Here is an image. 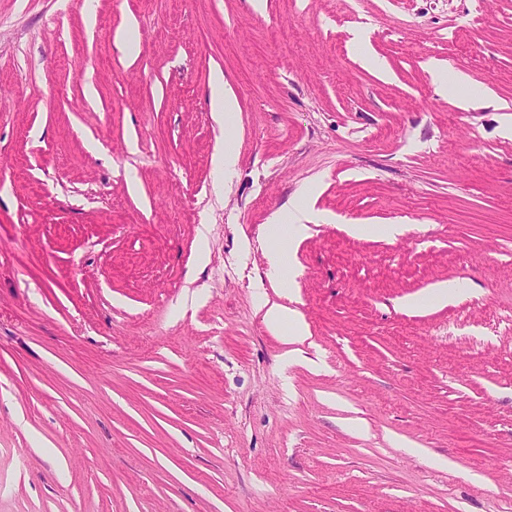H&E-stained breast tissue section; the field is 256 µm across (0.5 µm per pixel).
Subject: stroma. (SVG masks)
I'll return each instance as SVG.
<instances>
[{"instance_id": "obj_1", "label": "stroma", "mask_w": 512, "mask_h": 512, "mask_svg": "<svg viewBox=\"0 0 512 512\" xmlns=\"http://www.w3.org/2000/svg\"><path fill=\"white\" fill-rule=\"evenodd\" d=\"M509 118L512 0H0V512H512ZM210 89L213 117L226 133L237 110V99L225 82L223 72L218 71L212 74ZM314 221L307 203L292 201L288 207L277 211L268 224L270 238L275 242L268 250V262L271 270L279 274L290 260L291 246L308 230V223ZM288 242V256L283 243ZM265 320L269 327L275 329L282 324H289L292 332L290 342L292 343L302 342L308 336L307 325L302 315L292 308L273 304L267 309Z\"/></svg>"}]
</instances>
